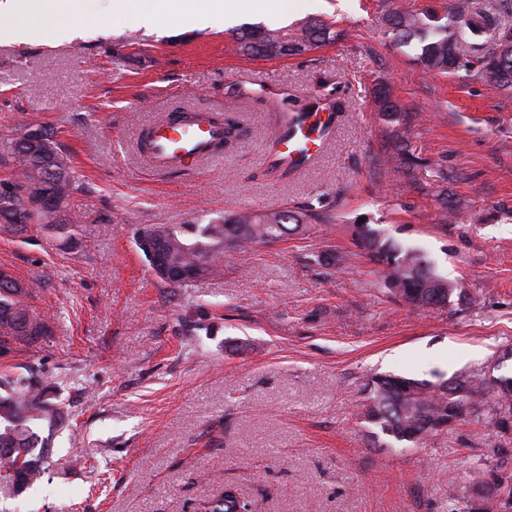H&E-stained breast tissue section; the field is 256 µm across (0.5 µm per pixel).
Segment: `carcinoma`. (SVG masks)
Instances as JSON below:
<instances>
[{
    "mask_svg": "<svg viewBox=\"0 0 512 512\" xmlns=\"http://www.w3.org/2000/svg\"><path fill=\"white\" fill-rule=\"evenodd\" d=\"M427 15L410 7L393 11L389 24L405 46L415 44L420 64L428 72L476 77L503 89L512 88V36L499 48L485 52L480 38L496 24V17L473 11L465 0L448 4L446 21L425 22ZM334 33L320 21L296 28L241 29L235 50L246 56L278 60L310 52L331 41ZM13 174L9 192H0V232L22 235L28 227H58L78 223L68 208L70 197L82 190L68 164L51 172L36 150L10 151ZM329 223L317 211L270 208L240 211L208 224L178 227L154 224L138 231L137 238L155 236L164 241L163 261L172 269L206 266L208 276L221 272L223 250H245L279 239L290 224ZM352 236L378 267L388 293L417 307L450 302L455 288L435 272L422 253L398 247L392 239L368 224H355ZM34 287L12 275L0 277V353L13 346L30 347L48 335L50 316L29 302ZM12 372L0 374V484L15 493L29 488L43 470L47 445L34 429L36 421H57L60 414L44 396L38 379ZM364 401L358 416L378 429L377 435L396 443L417 446L446 432L463 418L493 412L498 428H512V376L498 381L482 373L465 377L443 375L436 380L401 376H374L364 384ZM466 512H512V473L493 474L480 469L470 477ZM248 504L229 489L207 504V512H243Z\"/></svg>",
    "mask_w": 512,
    "mask_h": 512,
    "instance_id": "obj_1",
    "label": "carcinoma"
}]
</instances>
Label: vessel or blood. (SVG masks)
Returning <instances> with one entry per match:
<instances>
[{
    "mask_svg": "<svg viewBox=\"0 0 512 512\" xmlns=\"http://www.w3.org/2000/svg\"><path fill=\"white\" fill-rule=\"evenodd\" d=\"M234 93L242 98L263 97L278 103L283 88L267 82L241 81ZM333 113L308 112L303 122H296L293 113L280 112L272 136V147L264 162L279 173L288 174L305 167L333 133ZM224 141V125L206 111H190L189 115L171 112L156 120L145 132L140 150L154 175L164 176L187 171L216 157L217 147Z\"/></svg>",
    "mask_w": 512,
    "mask_h": 512,
    "instance_id": "1",
    "label": "vessel or blood"
}]
</instances>
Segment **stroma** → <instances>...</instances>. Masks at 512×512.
<instances>
[{
	"instance_id": "stroma-1",
	"label": "stroma",
	"mask_w": 512,
	"mask_h": 512,
	"mask_svg": "<svg viewBox=\"0 0 512 512\" xmlns=\"http://www.w3.org/2000/svg\"><path fill=\"white\" fill-rule=\"evenodd\" d=\"M289 2L292 24L331 23L335 41L280 60L236 54L240 28L281 26L280 0L205 29L182 27L174 0L150 30L87 0L97 29L26 45L0 20V183L11 139L45 125L83 186L69 202L78 223L0 234V264L53 317L39 344L0 354V372L35 365L66 416L41 424L49 465L21 495L0 486V512H198L227 487L250 512H448L473 467L512 472V428L487 418L405 448L354 415L370 374L430 380L496 360L512 375V90L427 72L397 44L392 9L441 17L448 0ZM261 74L291 111L312 89L346 107L321 155L286 176L263 163L273 108L230 92ZM383 91L397 116L380 112ZM185 107L234 118L237 135L223 160L153 180L137 141ZM401 137L447 170L446 188L391 162ZM272 205L333 221L177 287L135 242L149 225ZM359 222L427 256L456 286L450 304L391 298L351 235ZM325 251L343 265L319 262Z\"/></svg>"
}]
</instances>
